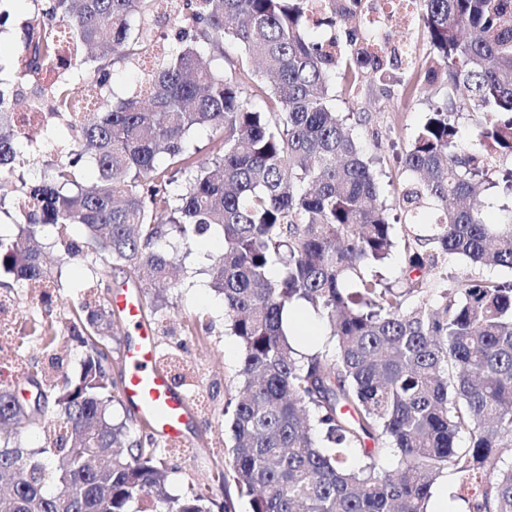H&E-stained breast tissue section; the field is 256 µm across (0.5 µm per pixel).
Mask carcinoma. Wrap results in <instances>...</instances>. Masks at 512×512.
<instances>
[{
    "label": "carcinoma",
    "instance_id": "1",
    "mask_svg": "<svg viewBox=\"0 0 512 512\" xmlns=\"http://www.w3.org/2000/svg\"><path fill=\"white\" fill-rule=\"evenodd\" d=\"M29 2L17 80H0V172L41 159L44 174L22 183L0 274L58 287L62 271L43 263L51 226L68 259L124 267L146 296L157 281L178 286L171 235L189 252L217 231L224 252L208 284L241 361L224 405L232 460L213 482L250 496L251 512H426L451 471L477 489L468 512H512V280L444 273L455 255L512 270V207L488 224L483 202L492 185L512 191V0H416L429 52L420 83L397 79L401 96L408 104L441 79L446 102L403 154L399 238L375 158L352 129L366 117L329 104L336 72L352 89L398 68L373 50L371 0H323L318 13L310 0H177L160 55L151 41L163 0ZM355 15L365 30L343 43L313 34ZM228 43L240 55L226 69ZM125 64L140 82L122 98L114 71ZM51 73L48 88L24 87ZM45 110L70 130L50 161L53 125L33 137L19 125V113ZM463 112L485 114L467 142ZM87 169L97 174L88 188ZM398 246L395 287L379 269ZM110 290L101 277L67 322L31 321L26 338L47 362L10 343L42 391L35 407L0 383V512H211V485L171 495L153 434L133 437L112 418ZM291 306L328 319L331 348L293 346ZM62 337L85 350L75 378L53 354ZM48 418L47 446L29 447ZM387 448L399 452L394 470L380 466Z\"/></svg>",
    "mask_w": 512,
    "mask_h": 512
}]
</instances>
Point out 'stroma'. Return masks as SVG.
Instances as JSON below:
<instances>
[{"label":"stroma","instance_id":"stroma-1","mask_svg":"<svg viewBox=\"0 0 512 512\" xmlns=\"http://www.w3.org/2000/svg\"><path fill=\"white\" fill-rule=\"evenodd\" d=\"M439 100V94L432 92L403 105L400 87L391 82L366 81L352 93L337 83L330 91L333 110L368 113V122L359 133L365 146H381L379 187L389 205H397L393 190L402 180L396 156L407 148L430 105ZM222 251V237L213 234L196 244L191 253L180 254L179 274L185 287L163 291L158 312L144 317L154 331L159 353L175 354L178 365L170 374L180 377L179 389L194 409L184 431L185 444L164 456L167 489L174 496L189 485L209 482L231 456L233 441L223 408L238 382L240 346L224 319V305L207 288L203 272L209 257ZM94 278L88 263L64 265L62 286L48 306L41 304L31 289L13 286L10 295L17 321L48 310L57 318L68 317Z\"/></svg>","mask_w":512,"mask_h":512}]
</instances>
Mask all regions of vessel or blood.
I'll return each mask as SVG.
<instances>
[{
  "instance_id": "obj_1",
  "label": "vessel or blood",
  "mask_w": 512,
  "mask_h": 512,
  "mask_svg": "<svg viewBox=\"0 0 512 512\" xmlns=\"http://www.w3.org/2000/svg\"><path fill=\"white\" fill-rule=\"evenodd\" d=\"M138 339L128 347V373L123 398L138 418L170 442L182 441L190 418L187 395L174 391L167 372L159 365L153 330L138 322Z\"/></svg>"
}]
</instances>
